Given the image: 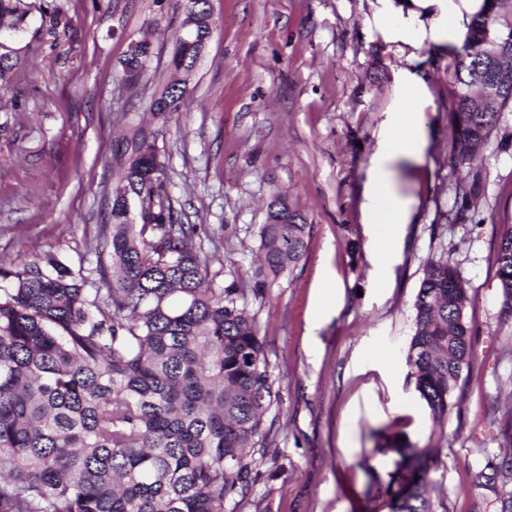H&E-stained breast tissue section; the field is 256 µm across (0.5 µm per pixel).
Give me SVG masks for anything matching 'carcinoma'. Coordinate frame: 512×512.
I'll use <instances>...</instances> for the list:
<instances>
[{
	"mask_svg": "<svg viewBox=\"0 0 512 512\" xmlns=\"http://www.w3.org/2000/svg\"><path fill=\"white\" fill-rule=\"evenodd\" d=\"M507 0H484L455 61L454 163L496 129L512 105V25ZM57 40L65 17L39 7ZM24 0H0V25L28 27ZM496 21L492 34L487 24ZM151 43L121 60L122 72L146 73ZM201 43L176 35L171 66L186 70ZM17 50L0 44V90L16 77ZM497 80L488 101L470 95ZM187 101L177 82L155 93L154 120L166 122ZM112 157L122 186L101 225L112 247L110 269H73L46 253L0 266V512H226L249 492L257 472L250 449L264 447L273 403L263 340L247 295L268 293L306 255L312 225L285 194L275 195L257 230L254 288L232 280L212 287L210 258L193 246L209 236L186 224L166 188L153 130L130 124ZM478 175L461 178L466 206ZM504 306L512 312V224L494 259ZM458 269L430 261L415 296V328L406 356L415 389L434 420L448 417L473 357V327ZM486 459L472 486L493 508L512 512V434ZM390 512H434L428 462L434 449L394 441Z\"/></svg>",
	"mask_w": 512,
	"mask_h": 512,
	"instance_id": "carcinoma-1",
	"label": "carcinoma"
}]
</instances>
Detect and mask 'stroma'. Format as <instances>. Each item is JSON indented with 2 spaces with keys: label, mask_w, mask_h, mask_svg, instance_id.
Segmentation results:
<instances>
[{
  "label": "stroma",
  "mask_w": 512,
  "mask_h": 512,
  "mask_svg": "<svg viewBox=\"0 0 512 512\" xmlns=\"http://www.w3.org/2000/svg\"><path fill=\"white\" fill-rule=\"evenodd\" d=\"M21 35L18 78L0 99V259L56 254L71 267L110 264L101 236L103 197L118 184L112 143L175 72L183 19L178 0H59L71 18L51 46L39 7ZM216 29L186 74L192 95L156 145L174 208L208 225L201 248L214 287H252L256 231L275 193L312 226L308 251L253 300L273 382L268 444L259 477L235 512H390L394 472L387 442L400 434L435 448L429 478L435 512H477L474 473L499 452L512 424V313L494 257L512 224V112L476 148L470 169L452 162L454 51L390 38L382 16L412 0H211ZM149 38V75L119 79L131 40ZM426 86L424 160L396 166L411 221L386 287L362 217L365 172L403 71ZM480 190L461 210L466 172ZM445 258L467 289L474 355L433 425L409 376L414 299L426 264ZM331 278L338 299L317 306Z\"/></svg>",
  "instance_id": "35a3bbf8"
}]
</instances>
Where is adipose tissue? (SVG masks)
<instances>
[{"label": "adipose tissue", "mask_w": 512, "mask_h": 512, "mask_svg": "<svg viewBox=\"0 0 512 512\" xmlns=\"http://www.w3.org/2000/svg\"><path fill=\"white\" fill-rule=\"evenodd\" d=\"M483 0H456L447 18L436 21L431 35L451 46L461 45L466 26ZM423 85L414 77L404 82L403 101L388 114L366 172L363 222L370 231L369 248L380 264H388L410 220V203L396 191L393 166L400 160L421 161L427 145L424 115L418 107Z\"/></svg>", "instance_id": "adipose-tissue-1"}]
</instances>
